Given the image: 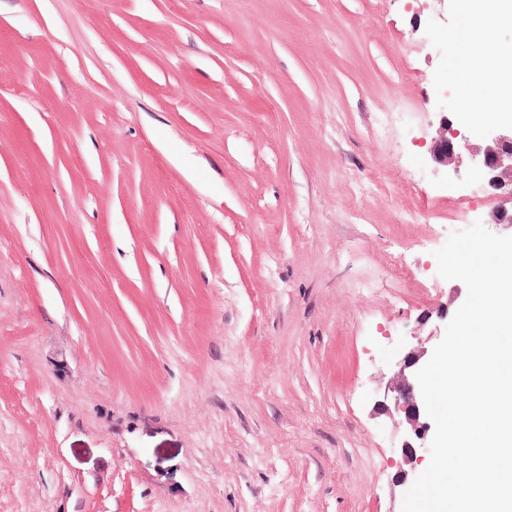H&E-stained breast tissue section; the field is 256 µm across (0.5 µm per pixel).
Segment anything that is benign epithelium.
I'll return each instance as SVG.
<instances>
[{
    "label": "benign epithelium",
    "mask_w": 512,
    "mask_h": 512,
    "mask_svg": "<svg viewBox=\"0 0 512 512\" xmlns=\"http://www.w3.org/2000/svg\"><path fill=\"white\" fill-rule=\"evenodd\" d=\"M467 152L471 166L479 170L487 186L499 191L505 198L493 215L496 224L512 227V127L493 129L480 135H465L443 119V132L434 142L432 154L436 163L447 168V174L456 175ZM424 353L408 351L399 362V370L383 389L380 408L387 414H402L409 428L403 435L401 455L406 464L401 480L414 477L419 471L422 456L418 449L425 447L430 424L424 419L422 394L416 380Z\"/></svg>",
    "instance_id": "1"
}]
</instances>
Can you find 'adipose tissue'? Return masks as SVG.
<instances>
[{
	"instance_id": "adipose-tissue-1",
	"label": "adipose tissue",
	"mask_w": 512,
	"mask_h": 512,
	"mask_svg": "<svg viewBox=\"0 0 512 512\" xmlns=\"http://www.w3.org/2000/svg\"><path fill=\"white\" fill-rule=\"evenodd\" d=\"M458 8L469 21L468 28L449 33L461 47L457 61L458 121L468 126L478 118L473 103L484 93L490 106L480 118L489 123L512 122V44L495 37L499 25L512 24V0H458Z\"/></svg>"
}]
</instances>
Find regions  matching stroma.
<instances>
[{
  "label": "stroma",
  "mask_w": 512,
  "mask_h": 512,
  "mask_svg": "<svg viewBox=\"0 0 512 512\" xmlns=\"http://www.w3.org/2000/svg\"><path fill=\"white\" fill-rule=\"evenodd\" d=\"M462 22L0 0V512H402L377 393L461 305L435 250L512 233L431 155Z\"/></svg>",
  "instance_id": "obj_1"
}]
</instances>
